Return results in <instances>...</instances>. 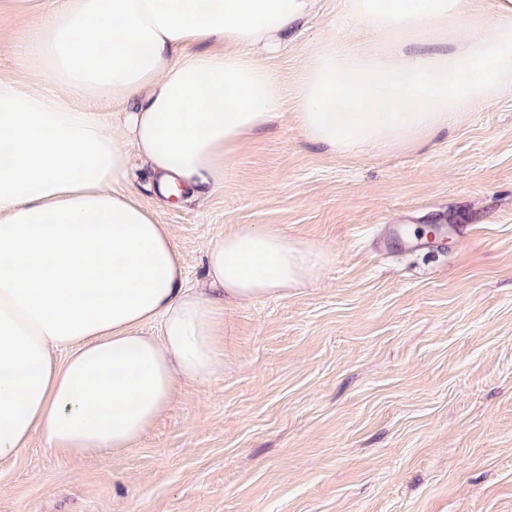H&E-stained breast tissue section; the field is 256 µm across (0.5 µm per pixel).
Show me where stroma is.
Returning a JSON list of instances; mask_svg holds the SVG:
<instances>
[{"mask_svg":"<svg viewBox=\"0 0 512 512\" xmlns=\"http://www.w3.org/2000/svg\"><path fill=\"white\" fill-rule=\"evenodd\" d=\"M34 11L0 12V79L26 63ZM364 40L343 0L260 61L286 104L244 139L224 185L170 204L138 156L124 182L165 224L184 284L238 226L277 227L328 260L287 293L224 308V368L183 382L119 456L33 437L0 462V512H512V88L391 150L309 142L290 106L320 35ZM460 224L425 253L389 225Z\"/></svg>","mask_w":512,"mask_h":512,"instance_id":"35a3bbf8","label":"stroma"}]
</instances>
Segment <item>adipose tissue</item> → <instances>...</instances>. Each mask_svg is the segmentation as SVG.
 I'll return each mask as SVG.
<instances>
[{
  "label": "adipose tissue",
  "mask_w": 512,
  "mask_h": 512,
  "mask_svg": "<svg viewBox=\"0 0 512 512\" xmlns=\"http://www.w3.org/2000/svg\"><path fill=\"white\" fill-rule=\"evenodd\" d=\"M317 0H66L32 33L50 90L0 80V460L33 435L60 454L131 448L179 383L220 371L225 300L311 280L326 253L243 225L182 283L164 227L119 185L128 147L163 197L224 184L242 138L283 105L252 57ZM368 39L317 40L298 76L310 142L348 153L429 136L512 87V0H345ZM219 41L223 52L198 51ZM125 104L123 134L86 102ZM158 323L160 333L143 329Z\"/></svg>",
  "instance_id": "obj_1"
}]
</instances>
